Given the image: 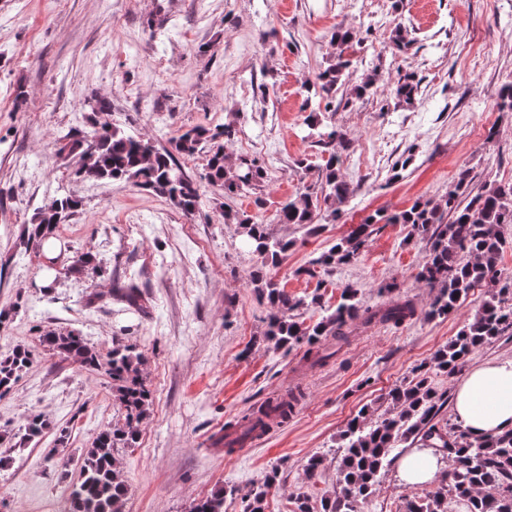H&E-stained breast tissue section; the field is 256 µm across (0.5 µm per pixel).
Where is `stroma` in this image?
<instances>
[{"instance_id": "1", "label": "stroma", "mask_w": 512, "mask_h": 512, "mask_svg": "<svg viewBox=\"0 0 512 512\" xmlns=\"http://www.w3.org/2000/svg\"><path fill=\"white\" fill-rule=\"evenodd\" d=\"M400 24L413 38L403 52L390 43ZM338 26L355 34L346 87L374 73L382 90L336 100L321 115L355 142L343 171L356 191L336 223L312 233L278 223L276 211L301 189L296 160L320 157L302 87L333 53ZM407 71L420 92L399 105L389 90ZM509 83L512 0H0V311L9 314L0 355L19 345L34 354L0 397V512H65L81 454L120 415L109 379L39 347L45 330H71L103 349L121 338L145 358L151 414L136 447L116 453L128 485L123 512H187L218 488L244 490L273 471L266 512H290L297 494L332 488L348 422L362 407L385 409L389 392L432 363L490 291L474 288L447 318L428 319L433 292L418 279L426 244L402 224L375 225L362 256L333 272L307 275L309 262L371 212L444 195L461 169L476 187L511 182L512 112L496 105ZM101 97L111 111H94ZM229 121V158L251 155L268 177L259 194L230 199L202 186L191 216L132 184L81 179L75 158L56 153L68 131L103 123L165 147L181 131ZM410 150L413 164L393 178ZM63 195L80 206L57 231L53 257L27 251L23 225ZM228 208L292 241L267 274L289 295L321 292L301 320L320 321L347 285L375 305L391 282L396 298H414L417 316L356 330L323 366L303 361L299 345L275 347L263 335L268 305L250 282L259 261L225 223ZM87 250L95 267L70 274L71 256ZM128 279L146 312L111 297ZM292 391L303 394L295 412L263 441L232 456L215 445L225 423ZM33 413L48 423L39 440L2 438ZM314 456L323 460L315 484L306 475Z\"/></svg>"}]
</instances>
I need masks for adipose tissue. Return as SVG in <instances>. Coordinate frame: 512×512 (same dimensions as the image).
Returning a JSON list of instances; mask_svg holds the SVG:
<instances>
[{
    "label": "adipose tissue",
    "instance_id": "1",
    "mask_svg": "<svg viewBox=\"0 0 512 512\" xmlns=\"http://www.w3.org/2000/svg\"><path fill=\"white\" fill-rule=\"evenodd\" d=\"M456 420L472 438L512 430V358L494 359L472 367L453 388ZM446 462L430 450L409 449L397 460V472L406 486L431 484L445 476Z\"/></svg>",
    "mask_w": 512,
    "mask_h": 512
}]
</instances>
